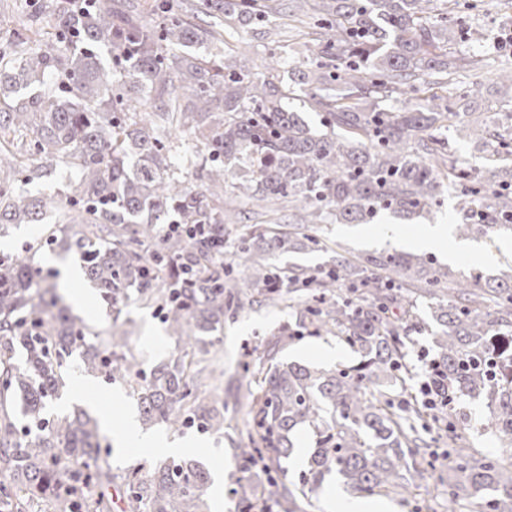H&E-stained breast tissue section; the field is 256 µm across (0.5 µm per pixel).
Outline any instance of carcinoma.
<instances>
[{
	"mask_svg": "<svg viewBox=\"0 0 512 512\" xmlns=\"http://www.w3.org/2000/svg\"><path fill=\"white\" fill-rule=\"evenodd\" d=\"M150 8L156 26L116 0H59L52 37L33 48L14 29L15 50L0 53V231L45 225V245L78 256L113 314L104 331L73 314L32 246L0 260V512H112L98 416L82 406L47 416L73 361L125 383L145 429L224 434V394L200 389L197 366L219 345L224 314L247 304L286 302L294 322L282 335L331 334L360 360L340 370L287 363L276 340L241 365L251 423L235 454L237 512H306L332 478L359 496L418 495L435 463L422 432L445 418L406 384V340L426 328L419 295L438 325L436 391L450 403L484 399L488 429L512 448V265L461 280L431 255L349 257L318 235L321 224H370L382 211L425 219L450 197L457 236H512V126L478 111L458 79L491 65L459 50L471 25L438 0H198L224 30L258 22L262 46L275 15L295 22L286 28L303 39L296 64L272 50L255 70L175 0ZM50 77L54 92H28ZM495 93L496 113L512 118V68L498 66ZM298 95L321 126L289 106ZM171 130L205 147L195 174L204 191L170 175ZM457 143L482 155L484 175ZM59 163L76 171L66 205L22 186ZM283 199L295 204L288 223H248L247 206ZM228 241L234 264L224 263ZM299 251L334 257L314 269L281 264ZM133 304L158 312L178 342L148 370L128 354L120 320ZM447 429L449 512L468 498L512 512V461ZM300 430L312 447L292 490L275 474ZM211 482L197 460L161 461L126 477L125 512H211Z\"/></svg>",
	"mask_w": 512,
	"mask_h": 512,
	"instance_id": "obj_1",
	"label": "carcinoma"
}]
</instances>
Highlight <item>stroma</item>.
I'll list each match as a JSON object with an SVG mask.
<instances>
[{
	"label": "stroma",
	"mask_w": 512,
	"mask_h": 512,
	"mask_svg": "<svg viewBox=\"0 0 512 512\" xmlns=\"http://www.w3.org/2000/svg\"><path fill=\"white\" fill-rule=\"evenodd\" d=\"M454 10L467 20L475 22L485 33L483 45L469 46V53L485 52L498 61L512 63V47L503 49L494 44L495 37L503 31L512 33V6L507 4L493 5L492 0H456ZM393 226L405 234L414 233L421 228L419 220L404 219L384 212L371 224H323L319 233L338 243L343 252L353 255H366L390 248L391 243L385 240V226ZM504 238L495 234L489 237L471 240L469 256L460 262L451 263L454 273L464 274L477 268L485 275L496 274L499 267L512 263V254L504 255L500 246ZM131 321L132 336L129 352L137 360L152 363L166 358L177 346L174 337L168 336L160 319L153 316L151 310L135 306L126 312ZM289 309L254 305L252 309L224 317V330L221 343L216 348L217 372L208 379L210 388L223 390L228 402L225 417L229 423L223 435L200 434L197 428L191 427L180 431L165 426L157 427V434L169 439L203 437L211 446L210 453L190 451V458L199 459L209 470H220L223 475L222 491L211 494L212 512H235V500L231 494L235 468V450L247 440L249 428V407L246 398H234L235 380L240 364L247 356L261 353L264 343L277 338L282 325L290 322ZM340 342L333 336H306L293 341L282 342L279 359L313 364L325 368H346L358 363L360 356L353 349H345L341 360L333 361L323 356L325 348H336ZM73 383L89 386L95 400V409L109 417L112 425H121L126 418L137 415L134 400L128 388L120 382L107 383L100 378H92L82 373H74ZM488 409L484 400L463 398L455 400L451 406L453 422L464 429L474 447L500 453L501 448L493 434L484 425L483 418ZM448 485V471L443 467L428 471L423 480V489L417 498L404 501L390 495L384 502L388 512H445V489Z\"/></svg>",
	"instance_id": "stroma-1"
}]
</instances>
